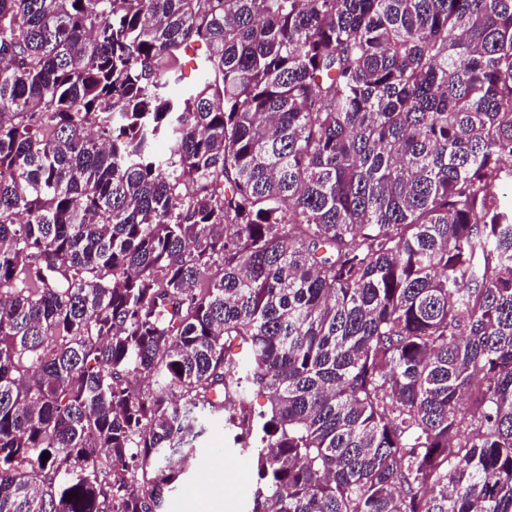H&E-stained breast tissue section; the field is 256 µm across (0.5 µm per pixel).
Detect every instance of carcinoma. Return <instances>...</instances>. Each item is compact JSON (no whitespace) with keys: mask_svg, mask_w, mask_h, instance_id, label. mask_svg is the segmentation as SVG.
<instances>
[{"mask_svg":"<svg viewBox=\"0 0 512 512\" xmlns=\"http://www.w3.org/2000/svg\"><path fill=\"white\" fill-rule=\"evenodd\" d=\"M511 190L512 0H0V512H512ZM225 432L223 422H213L197 440L202 463L166 497L163 512H231L230 503L242 504L240 511L251 510L255 490L252 460L236 448H228Z\"/></svg>","mask_w":512,"mask_h":512,"instance_id":"obj_1","label":"carcinoma"}]
</instances>
